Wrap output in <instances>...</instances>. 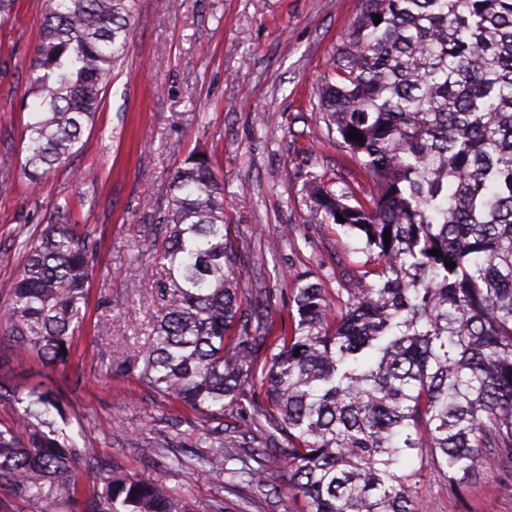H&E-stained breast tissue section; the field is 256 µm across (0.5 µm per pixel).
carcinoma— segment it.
<instances>
[{
  "mask_svg": "<svg viewBox=\"0 0 512 512\" xmlns=\"http://www.w3.org/2000/svg\"><path fill=\"white\" fill-rule=\"evenodd\" d=\"M134 2L42 0L21 165L32 187L79 151L125 56ZM317 96L376 191L358 172L340 182L314 175L305 221L342 216L376 267L336 290L300 278L288 328L269 312L254 316L224 180L191 154L155 225L145 275L157 317L134 363L159 396L215 423L200 437L215 449L203 459L211 469L301 496L309 512H428L415 496L423 469L457 496L512 465V0H361ZM353 127L364 141L350 139ZM23 248L0 324L45 363L64 364L99 243L59 206ZM6 400L19 408L0 421V487L29 501L66 498L79 512H182L165 480L117 470L102 491L82 494L83 449L51 419L63 415L54 392L0 384ZM243 401L259 441L224 422ZM243 455L255 465L226 467Z\"/></svg>",
  "mask_w": 512,
  "mask_h": 512,
  "instance_id": "carcinoma-1",
  "label": "carcinoma"
}]
</instances>
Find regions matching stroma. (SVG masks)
I'll list each match as a JSON object with an SVG mask.
<instances>
[{
    "label": "stroma",
    "instance_id": "stroma-1",
    "mask_svg": "<svg viewBox=\"0 0 512 512\" xmlns=\"http://www.w3.org/2000/svg\"><path fill=\"white\" fill-rule=\"evenodd\" d=\"M360 0H138L126 56L107 84L82 148L41 188L20 165L32 119L29 66L41 31L40 0H18L0 26V169L13 179L0 193V289L25 261L15 236L38 232L56 204L100 242L84 325L74 354L50 366L0 334V382L50 387L65 428L90 455L78 468L85 491L120 469L162 478L183 512L223 505L242 512L252 488L228 490L222 474L187 468L171 474L145 446L191 447L198 414L157 396L131 360L148 345L157 308L144 270L151 226L163 217L171 175L189 154L221 167L224 212L247 268L250 295H265L281 316L294 311L296 277L336 287L339 274L372 267L373 254L346 228L304 221L310 174L338 178L352 162L318 109L317 81ZM152 205H145L144 194ZM419 499L433 512H512V492L482 476L463 497L439 494L423 472Z\"/></svg>",
    "mask_w": 512,
    "mask_h": 512
}]
</instances>
